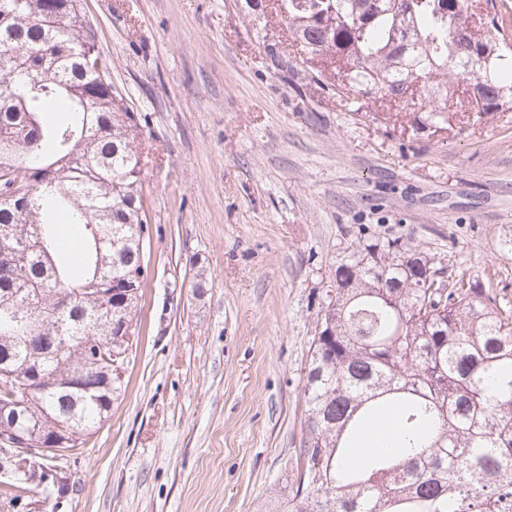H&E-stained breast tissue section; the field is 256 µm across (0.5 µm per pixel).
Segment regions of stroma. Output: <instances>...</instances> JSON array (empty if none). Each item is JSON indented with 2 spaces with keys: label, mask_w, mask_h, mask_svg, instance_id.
I'll list each match as a JSON object with an SVG mask.
<instances>
[{
  "label": "stroma",
  "mask_w": 512,
  "mask_h": 512,
  "mask_svg": "<svg viewBox=\"0 0 512 512\" xmlns=\"http://www.w3.org/2000/svg\"><path fill=\"white\" fill-rule=\"evenodd\" d=\"M112 84L147 117L152 226L139 340L104 426L37 461L0 512H286L324 289L361 232L413 238L512 299V112L455 133L348 112L286 26L244 0H81ZM208 286L197 291V272Z\"/></svg>",
  "instance_id": "obj_1"
}]
</instances>
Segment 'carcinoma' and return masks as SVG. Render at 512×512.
Segmentation results:
<instances>
[{
	"instance_id": "1",
	"label": "carcinoma",
	"mask_w": 512,
	"mask_h": 512,
	"mask_svg": "<svg viewBox=\"0 0 512 512\" xmlns=\"http://www.w3.org/2000/svg\"><path fill=\"white\" fill-rule=\"evenodd\" d=\"M278 2L295 64L341 99L368 90L386 115L421 112L432 127L512 111L494 0ZM56 104L61 118L46 121ZM139 134L80 0H0V370L29 380L23 420L43 435L92 434L121 392L95 341L110 336L122 353L138 336L149 237ZM60 216L81 229L77 275ZM435 261L411 239L374 236L336 263L287 512H512V301L467 269L435 279ZM122 323L132 336L114 334ZM78 370L103 387L71 388ZM388 415L396 447L355 458Z\"/></svg>"
}]
</instances>
